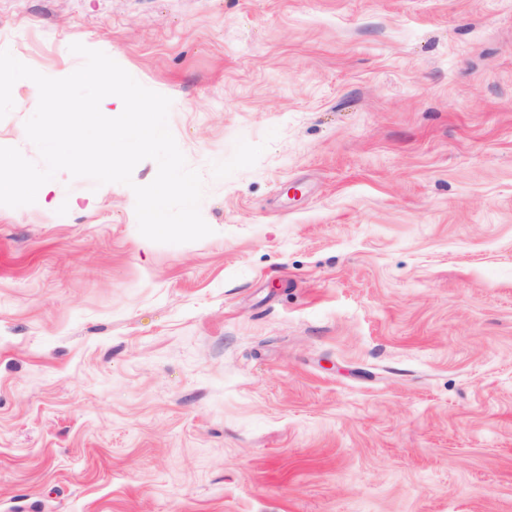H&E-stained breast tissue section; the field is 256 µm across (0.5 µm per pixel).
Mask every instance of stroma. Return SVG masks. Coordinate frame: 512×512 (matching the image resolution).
I'll return each instance as SVG.
<instances>
[{"label":"stroma","instance_id":"obj_1","mask_svg":"<svg viewBox=\"0 0 512 512\" xmlns=\"http://www.w3.org/2000/svg\"><path fill=\"white\" fill-rule=\"evenodd\" d=\"M75 42L171 98L213 233L0 206V512H512V0H0Z\"/></svg>","mask_w":512,"mask_h":512}]
</instances>
